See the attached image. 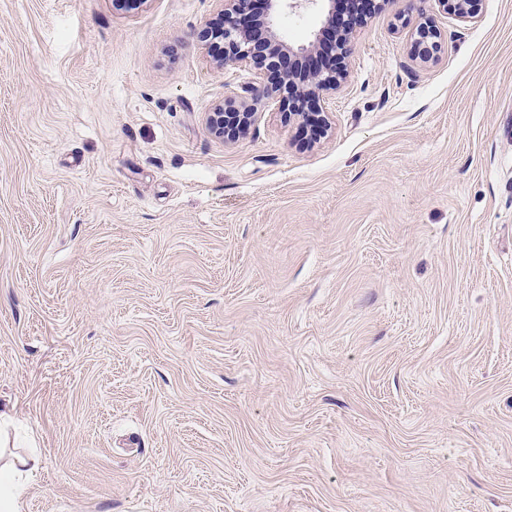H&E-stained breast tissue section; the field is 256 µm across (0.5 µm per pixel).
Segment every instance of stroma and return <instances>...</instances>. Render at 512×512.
Listing matches in <instances>:
<instances>
[{"mask_svg":"<svg viewBox=\"0 0 512 512\" xmlns=\"http://www.w3.org/2000/svg\"><path fill=\"white\" fill-rule=\"evenodd\" d=\"M218 7L0 0L23 512H512V0H387L317 140L209 131ZM440 32L434 22L425 18L421 22L413 35L412 56L422 63L431 61L439 47Z\"/></svg>","mask_w":512,"mask_h":512,"instance_id":"stroma-1","label":"stroma"}]
</instances>
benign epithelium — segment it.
Here are the masks:
<instances>
[{
    "mask_svg": "<svg viewBox=\"0 0 512 512\" xmlns=\"http://www.w3.org/2000/svg\"><path fill=\"white\" fill-rule=\"evenodd\" d=\"M221 9L198 32L197 40L220 68L246 67L256 82L246 88L251 98H226L206 112V124L217 136L233 141L254 119L250 101L279 98V107L317 137L326 131L329 112L322 103L336 94L349 76L350 42L354 29L369 14L365 4L354 0L347 11L338 0H219ZM443 10L469 18L471 0H438ZM317 8L319 26L306 44H294L282 35L278 18L287 10ZM440 32L426 18L413 35L412 56L431 61L439 47Z\"/></svg>",
    "mask_w": 512,
    "mask_h": 512,
    "instance_id": "obj_1",
    "label": "benign epithelium"
}]
</instances>
